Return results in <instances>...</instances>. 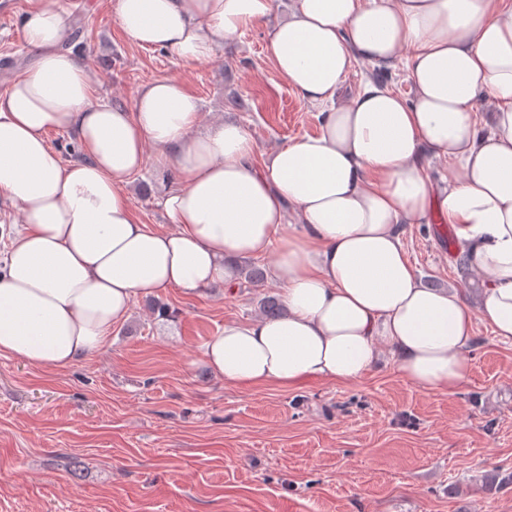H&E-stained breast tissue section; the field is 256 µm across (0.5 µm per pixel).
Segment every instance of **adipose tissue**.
I'll list each match as a JSON object with an SVG mask.
<instances>
[{
  "mask_svg": "<svg viewBox=\"0 0 512 512\" xmlns=\"http://www.w3.org/2000/svg\"><path fill=\"white\" fill-rule=\"evenodd\" d=\"M117 0L131 42L181 59L211 57L272 21L268 55L315 110L318 131L255 161L240 124H202L175 78L144 84L131 105L93 97L81 56L58 49V0H31L23 21L32 69L0 94V355L66 369L109 339L139 298L200 296L234 281L235 258L274 252L284 312L229 322L203 359L235 387L356 382L389 360L421 388L467 382L483 316L512 343V0ZM404 60L414 95L375 83L336 95L354 63ZM490 98L489 128L476 120ZM72 129L80 159L51 147ZM449 160L432 181L426 158ZM171 175L159 204L172 224H141L127 186L146 163ZM457 229L486 279L480 314L453 288L425 286L402 227L429 216Z\"/></svg>",
  "mask_w": 512,
  "mask_h": 512,
  "instance_id": "1",
  "label": "adipose tissue"
}]
</instances>
